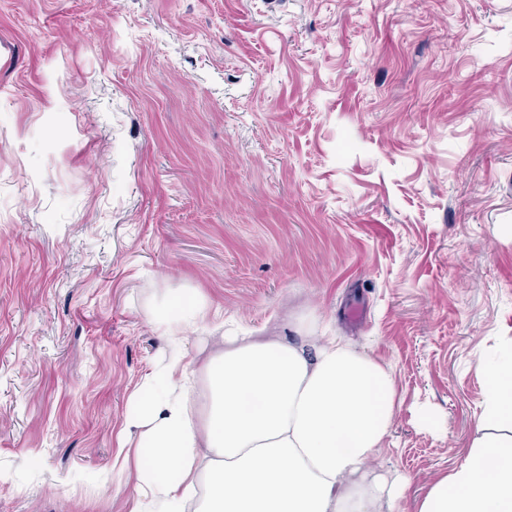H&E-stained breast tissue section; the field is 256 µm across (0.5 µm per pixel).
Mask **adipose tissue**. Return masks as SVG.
Listing matches in <instances>:
<instances>
[{
	"label": "adipose tissue",
	"mask_w": 512,
	"mask_h": 512,
	"mask_svg": "<svg viewBox=\"0 0 512 512\" xmlns=\"http://www.w3.org/2000/svg\"><path fill=\"white\" fill-rule=\"evenodd\" d=\"M198 291L163 296L152 325L167 351L130 396L122 439L132 445L131 512H380L408 478L368 477L397 405L391 371L336 336L310 348L260 336L205 335ZM479 434L416 512H512V342L482 361Z\"/></svg>",
	"instance_id": "obj_1"
}]
</instances>
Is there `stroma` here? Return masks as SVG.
Listing matches in <instances>:
<instances>
[{"mask_svg": "<svg viewBox=\"0 0 512 512\" xmlns=\"http://www.w3.org/2000/svg\"><path fill=\"white\" fill-rule=\"evenodd\" d=\"M177 288L390 368L415 512L512 339V0H0V512H129Z\"/></svg>", "mask_w": 512, "mask_h": 512, "instance_id": "obj_1", "label": "stroma"}]
</instances>
